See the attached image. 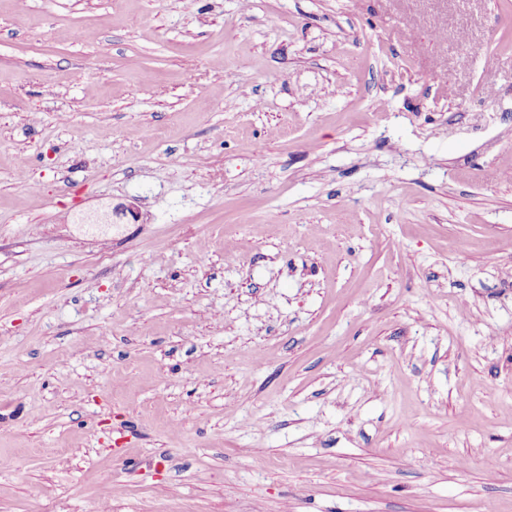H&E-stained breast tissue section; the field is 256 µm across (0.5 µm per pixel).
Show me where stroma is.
<instances>
[{"label":"stroma","mask_w":512,"mask_h":512,"mask_svg":"<svg viewBox=\"0 0 512 512\" xmlns=\"http://www.w3.org/2000/svg\"><path fill=\"white\" fill-rule=\"evenodd\" d=\"M505 4L0 0V512H512ZM116 219V224H127L130 218L133 221H136L137 211L132 204L118 203L112 207L111 217ZM109 215L104 216H90L86 219H83V223L85 224H111Z\"/></svg>","instance_id":"1"}]
</instances>
